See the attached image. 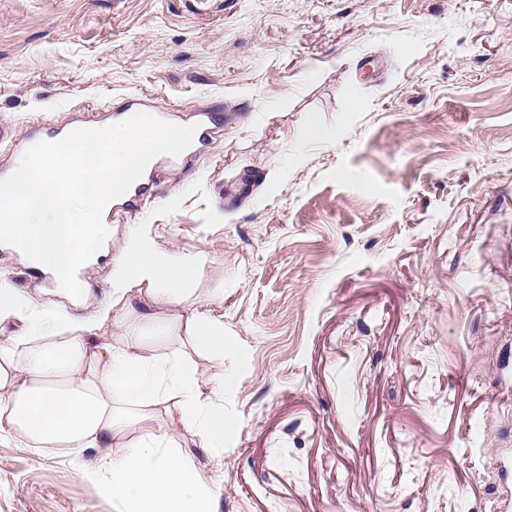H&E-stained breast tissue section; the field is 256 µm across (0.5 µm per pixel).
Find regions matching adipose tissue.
Instances as JSON below:
<instances>
[{"mask_svg": "<svg viewBox=\"0 0 512 512\" xmlns=\"http://www.w3.org/2000/svg\"><path fill=\"white\" fill-rule=\"evenodd\" d=\"M198 260L158 250L131 228L112 260L121 304L111 323L79 320L14 288L0 273V324L21 321L0 338V436L45 448H89L112 474L104 489L121 512H207L209 478L172 439L132 427L154 414L192 430L199 447H224V380L209 379L180 353L150 354L151 337L183 324L193 348L224 364V326L205 311L178 313Z\"/></svg>", "mask_w": 512, "mask_h": 512, "instance_id": "ef3b65f1", "label": "adipose tissue"}]
</instances>
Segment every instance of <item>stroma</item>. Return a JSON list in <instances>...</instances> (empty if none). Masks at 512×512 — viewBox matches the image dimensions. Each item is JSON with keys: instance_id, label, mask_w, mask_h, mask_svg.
Segmentation results:
<instances>
[{"instance_id": "1", "label": "stroma", "mask_w": 512, "mask_h": 512, "mask_svg": "<svg viewBox=\"0 0 512 512\" xmlns=\"http://www.w3.org/2000/svg\"><path fill=\"white\" fill-rule=\"evenodd\" d=\"M136 95L208 141L112 213L73 312H111L131 226L199 258L221 469L179 443L212 512H512V0H0V170ZM99 468L1 438L0 512H118Z\"/></svg>"}]
</instances>
